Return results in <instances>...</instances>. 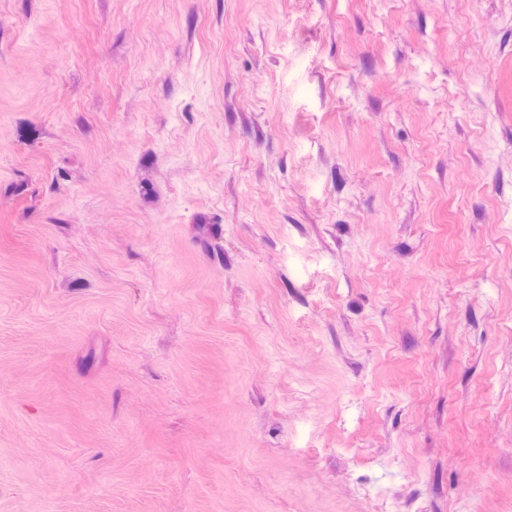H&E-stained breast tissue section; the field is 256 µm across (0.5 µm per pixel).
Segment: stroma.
<instances>
[{
    "instance_id": "obj_1",
    "label": "stroma",
    "mask_w": 512,
    "mask_h": 512,
    "mask_svg": "<svg viewBox=\"0 0 512 512\" xmlns=\"http://www.w3.org/2000/svg\"><path fill=\"white\" fill-rule=\"evenodd\" d=\"M512 512V0H0V512Z\"/></svg>"
}]
</instances>
